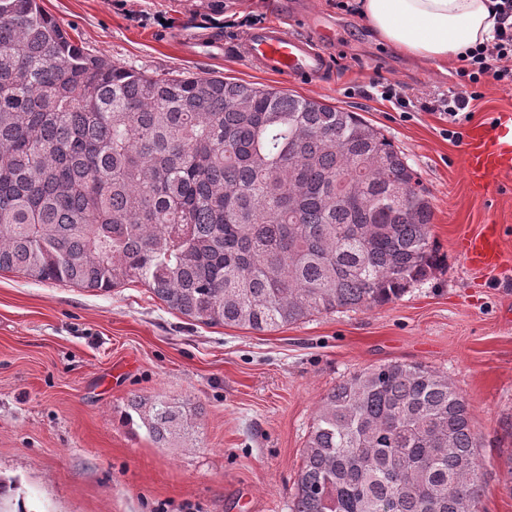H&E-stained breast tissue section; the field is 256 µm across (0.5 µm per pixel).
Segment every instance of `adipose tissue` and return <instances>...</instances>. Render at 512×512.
I'll list each match as a JSON object with an SVG mask.
<instances>
[{"instance_id":"1","label":"adipose tissue","mask_w":512,"mask_h":512,"mask_svg":"<svg viewBox=\"0 0 512 512\" xmlns=\"http://www.w3.org/2000/svg\"><path fill=\"white\" fill-rule=\"evenodd\" d=\"M375 38L394 51L434 66L492 43V0H363Z\"/></svg>"}]
</instances>
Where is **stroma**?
I'll return each mask as SVG.
<instances>
[{
  "label": "stroma",
  "mask_w": 512,
  "mask_h": 512,
  "mask_svg": "<svg viewBox=\"0 0 512 512\" xmlns=\"http://www.w3.org/2000/svg\"><path fill=\"white\" fill-rule=\"evenodd\" d=\"M92 54L152 75H220L360 113L407 158L433 207L448 267L372 310L318 315L273 332L208 327L140 285L105 293L0 272V475L26 512H289L321 398L370 366L420 362L468 401L486 466L482 512H512V172L474 194L464 133L512 111V88L485 79L470 118L425 101L455 89L454 66L408 60L339 0H40ZM309 17L331 57L316 83L284 82L246 63L239 21ZM211 32L223 52L183 40ZM396 83L402 112L372 82ZM498 225V267L467 262L465 237ZM196 406L192 440L156 447L122 417L132 395Z\"/></svg>",
  "instance_id": "1"
}]
</instances>
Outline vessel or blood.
<instances>
[{"mask_svg": "<svg viewBox=\"0 0 512 512\" xmlns=\"http://www.w3.org/2000/svg\"><path fill=\"white\" fill-rule=\"evenodd\" d=\"M244 59L286 80L312 82L330 67V59L318 51L311 29L303 32L272 23L248 32L241 42ZM465 166L474 190L482 195L492 190L493 173L512 169V113L499 112L487 124L467 133ZM464 252L470 263L493 267L499 262L496 232L485 230L466 237Z\"/></svg>", "mask_w": 512, "mask_h": 512, "instance_id": "obj_1", "label": "vessel or blood"}]
</instances>
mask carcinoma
<instances>
[{"instance_id":"carcinoma-1","label":"carcinoma","mask_w":512,"mask_h":512,"mask_svg":"<svg viewBox=\"0 0 512 512\" xmlns=\"http://www.w3.org/2000/svg\"><path fill=\"white\" fill-rule=\"evenodd\" d=\"M432 219L416 172L359 113L116 66L38 0H0V272L139 283L192 322L271 332L385 305L442 270ZM194 418L140 395L125 413L159 448ZM479 447L447 376L366 368L321 399L288 509L480 512ZM14 492L0 476V512Z\"/></svg>"}]
</instances>
